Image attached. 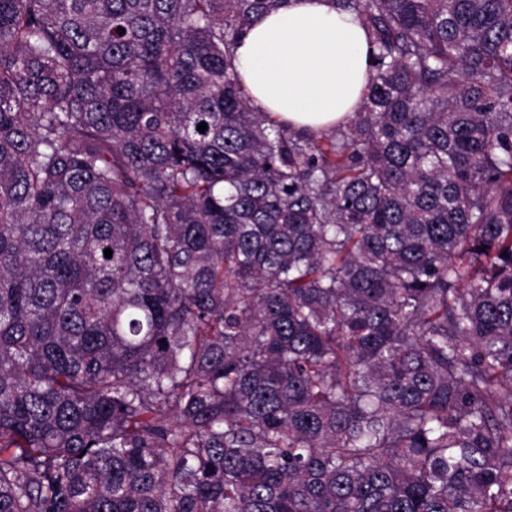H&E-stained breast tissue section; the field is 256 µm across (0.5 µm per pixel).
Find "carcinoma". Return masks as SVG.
<instances>
[{"mask_svg":"<svg viewBox=\"0 0 512 512\" xmlns=\"http://www.w3.org/2000/svg\"><path fill=\"white\" fill-rule=\"evenodd\" d=\"M280 2L0 0V512H512V0H342L320 132ZM284 1L236 49L253 104L297 128L348 121L370 76L365 30L335 0Z\"/></svg>","mask_w":512,"mask_h":512,"instance_id":"carcinoma-1","label":"carcinoma"}]
</instances>
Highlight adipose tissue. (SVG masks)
Masks as SVG:
<instances>
[{
	"mask_svg": "<svg viewBox=\"0 0 512 512\" xmlns=\"http://www.w3.org/2000/svg\"><path fill=\"white\" fill-rule=\"evenodd\" d=\"M236 65L258 109L317 131L353 117L370 48L338 0H284L241 40Z\"/></svg>",
	"mask_w": 512,
	"mask_h": 512,
	"instance_id": "obj_1",
	"label": "adipose tissue"
}]
</instances>
